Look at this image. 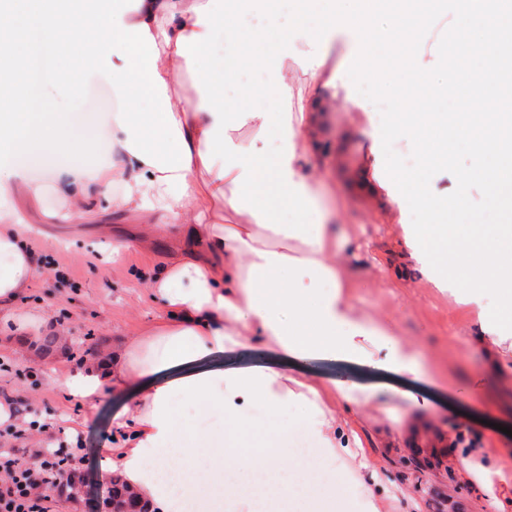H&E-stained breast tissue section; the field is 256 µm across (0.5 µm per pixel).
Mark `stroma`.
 <instances>
[{
    "mask_svg": "<svg viewBox=\"0 0 512 512\" xmlns=\"http://www.w3.org/2000/svg\"><path fill=\"white\" fill-rule=\"evenodd\" d=\"M18 28L31 34V60L36 74L30 80L25 109L29 112L70 113L75 131L88 148L83 162L103 166L100 127L79 100L62 99L51 88L59 64L41 37L26 4L16 12ZM322 65L311 71L309 49L296 46L288 56V109L306 111L314 98L324 99L325 123L317 134L302 132L307 146L306 165L319 183L321 205L339 224L352 254L346 293L355 317L391 325L402 344L420 361L422 373L413 377L384 371L372 363L314 356L297 362L295 372L319 382L347 379L376 393L373 409L356 414L343 411L338 401L330 407L340 426L354 429L356 455L370 460V470L358 472L348 498L349 512L374 496L381 512H496L501 497L498 477H486L483 468L495 463L512 476V437L496 429L512 422V372L498 360L512 361V330L505 332L497 359L479 347L463 343V335L489 320L491 299L454 287L438 288L420 278L403 247L411 213L390 200L397 188L383 171L373 167V135L380 128L374 104L361 96L345 75L358 49L353 30L326 33ZM344 78L327 86L331 74ZM55 158L39 151L36 160L10 158L8 169H24L44 188L40 213L30 214L33 231L28 243L37 258L52 256L66 278L54 271L36 277L20 306L37 308L47 318L45 333L88 337L98 351L108 353L137 335L161 304L147 289L146 274L161 266L184 244L176 225L158 227L142 236L137 219L120 212H97L73 224L50 223L43 211L63 206L52 184ZM0 397L17 401L18 409L33 405L49 430L23 428L9 444L25 457L48 446H59L62 429L82 433L83 446L72 449L71 467L83 478L79 496H55L53 512H91L104 501L112 476L105 470L108 448L114 443L115 416L125 403L122 394L104 390L88 401L69 395L58 379L88 362L85 347L54 354L40 361L34 343L13 347L0 334ZM278 358L264 343L251 342L206 358L208 366L227 370L273 365ZM411 390L416 403L399 401L393 389ZM478 449L477 465L466 475L457 466L458 451Z\"/></svg>",
    "mask_w": 512,
    "mask_h": 512,
    "instance_id": "obj_1",
    "label": "stroma"
}]
</instances>
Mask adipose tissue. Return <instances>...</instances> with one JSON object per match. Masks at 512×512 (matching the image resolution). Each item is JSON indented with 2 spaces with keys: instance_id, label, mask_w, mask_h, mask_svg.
<instances>
[{
  "instance_id": "ef3b65f1",
  "label": "adipose tissue",
  "mask_w": 512,
  "mask_h": 512,
  "mask_svg": "<svg viewBox=\"0 0 512 512\" xmlns=\"http://www.w3.org/2000/svg\"><path fill=\"white\" fill-rule=\"evenodd\" d=\"M37 23L54 41L55 54L82 62L78 79L58 73L59 93L76 97L91 83L109 87L120 107L107 119L115 164L93 170L73 158L84 144L66 113L24 111L27 77L18 67L25 44L14 28L10 7H0V153L24 145H47L56 154L54 190L64 201L58 222L84 217L90 203L137 218L144 233L159 224H180L189 240L148 282L164 313L116 354L89 362L69 374L64 386L74 396L96 399L102 388L125 394L116 418L120 437L107 465L157 512H181L182 500L165 476L202 483L215 493L212 512L233 504L237 512H257L259 500L276 512H345L350 471L333 475L302 467L279 415L300 407L303 425L322 460L351 456L350 437L336 426L328 405L339 397L354 411L374 406V393L350 381L328 385L288 372L290 363L312 356L355 361L417 375L419 364L388 330L352 315L344 294L343 246L333 225H320L309 242L258 223L245 209L226 221L240 168L220 176L205 167L207 133L214 116L202 97L188 100L176 91L187 68L177 40L207 33L196 7L208 0H29ZM153 99L149 112L135 100ZM322 113L290 118L288 178L314 196L303 175V126H316ZM39 202L40 183L19 173L0 174V325L19 337L37 332L44 314L20 311L40 265L30 250L28 224L19 215L18 195ZM263 340L279 366L226 371L203 367L209 355ZM270 420L253 429L251 405ZM257 435L263 446L239 444Z\"/></svg>"
}]
</instances>
